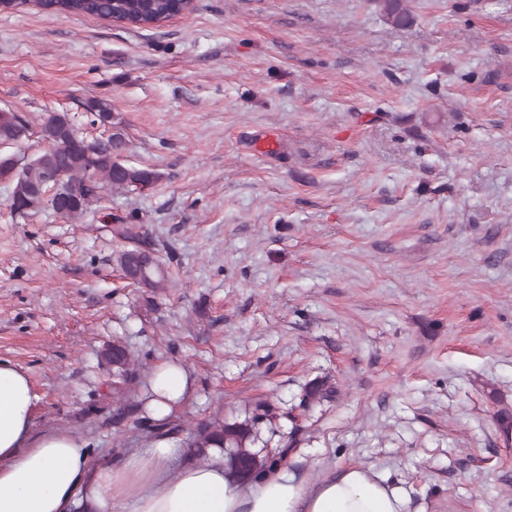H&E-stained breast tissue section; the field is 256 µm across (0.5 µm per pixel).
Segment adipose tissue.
<instances>
[{
	"instance_id": "adipose-tissue-1",
	"label": "adipose tissue",
	"mask_w": 512,
	"mask_h": 512,
	"mask_svg": "<svg viewBox=\"0 0 512 512\" xmlns=\"http://www.w3.org/2000/svg\"><path fill=\"white\" fill-rule=\"evenodd\" d=\"M189 372L177 360L147 379L144 414L167 421L188 397ZM35 395L28 376L0 361V512H408V496L384 473L352 465L313 483L275 467L241 479L224 451L193 459L169 438L127 453L118 464L93 461L86 441L50 432L32 438Z\"/></svg>"
}]
</instances>
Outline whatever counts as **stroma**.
<instances>
[{
    "mask_svg": "<svg viewBox=\"0 0 512 512\" xmlns=\"http://www.w3.org/2000/svg\"><path fill=\"white\" fill-rule=\"evenodd\" d=\"M408 6L405 27L374 0H195L153 28L0 11V111L32 131L5 154L33 158L52 113L100 135L103 98L160 174L75 220L14 216L0 179V360L31 380L33 437L113 461L265 402L296 478L371 465L409 512H512V0ZM107 214L173 288L127 287ZM115 341L190 369L170 420L140 384L115 419Z\"/></svg>",
    "mask_w": 512,
    "mask_h": 512,
    "instance_id": "stroma-1",
    "label": "stroma"
}]
</instances>
